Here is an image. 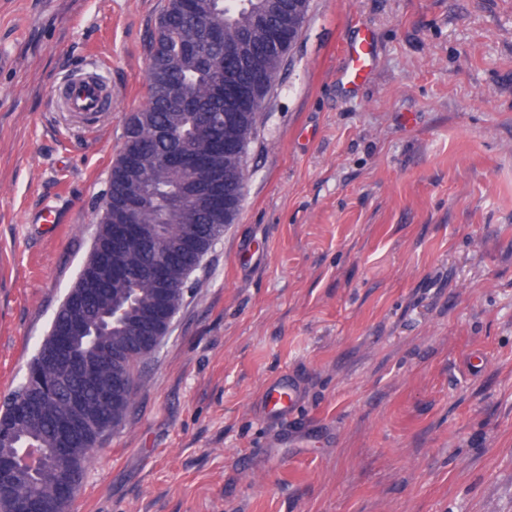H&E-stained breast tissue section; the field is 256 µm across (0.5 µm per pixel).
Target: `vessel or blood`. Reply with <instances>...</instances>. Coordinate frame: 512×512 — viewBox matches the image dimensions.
Instances as JSON below:
<instances>
[{
  "instance_id": "obj_1",
  "label": "vessel or blood",
  "mask_w": 512,
  "mask_h": 512,
  "mask_svg": "<svg viewBox=\"0 0 512 512\" xmlns=\"http://www.w3.org/2000/svg\"><path fill=\"white\" fill-rule=\"evenodd\" d=\"M348 65L342 78L346 83L358 84L370 64V42L360 37L347 46ZM54 98L59 111L76 114H97L112 109V89L97 66H89L55 88ZM297 397L295 388L281 383L265 390L267 412L275 419H287Z\"/></svg>"
}]
</instances>
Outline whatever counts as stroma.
Returning <instances> with one entry per match:
<instances>
[{"label":"stroma","mask_w":512,"mask_h":512,"mask_svg":"<svg viewBox=\"0 0 512 512\" xmlns=\"http://www.w3.org/2000/svg\"><path fill=\"white\" fill-rule=\"evenodd\" d=\"M166 4L0 0V401L91 250ZM92 58L111 111H58ZM247 171L73 512H512V0H311ZM370 41L364 35L347 45L348 65L342 79L347 84H358L360 77L370 64ZM297 397V390L282 383L269 385L265 390L267 412L274 419L285 420L291 412Z\"/></svg>","instance_id":"obj_1"}]
</instances>
